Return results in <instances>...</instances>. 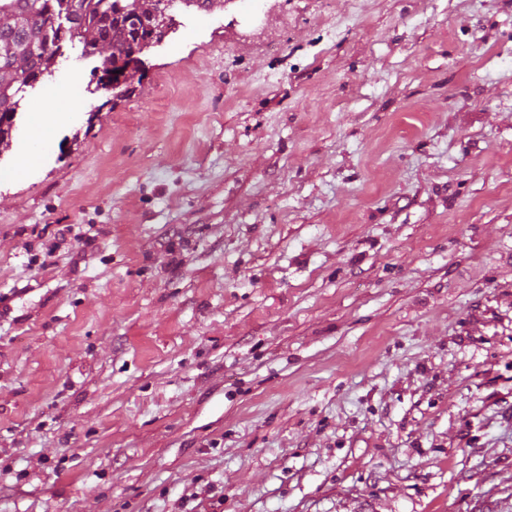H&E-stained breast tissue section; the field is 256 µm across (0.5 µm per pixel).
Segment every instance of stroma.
Returning <instances> with one entry per match:
<instances>
[{
	"label": "stroma",
	"mask_w": 512,
	"mask_h": 512,
	"mask_svg": "<svg viewBox=\"0 0 512 512\" xmlns=\"http://www.w3.org/2000/svg\"><path fill=\"white\" fill-rule=\"evenodd\" d=\"M169 14L25 94L0 512H512V0ZM139 63L140 59L136 53L118 58L116 63L112 65V70L101 76L100 83L98 82L99 89L110 91L112 86L122 84L129 71L132 68L138 67ZM116 70H120V73H116ZM31 111L34 112L38 119V123H36L32 131V141L33 143H37L38 147L31 148L29 151L19 154L18 164L12 172V176L15 179H24L34 173L38 165L40 150L45 146V142L40 143L37 140V136L44 132L46 124L43 119H45V115L48 114L47 112H50L47 101L42 99L35 102L31 106Z\"/></svg>",
	"instance_id": "35a3bbf8"
}]
</instances>
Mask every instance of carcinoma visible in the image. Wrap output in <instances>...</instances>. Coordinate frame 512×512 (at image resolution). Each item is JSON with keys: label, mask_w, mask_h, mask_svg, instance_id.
I'll return each instance as SVG.
<instances>
[{"label": "carcinoma", "mask_w": 512, "mask_h": 512, "mask_svg": "<svg viewBox=\"0 0 512 512\" xmlns=\"http://www.w3.org/2000/svg\"><path fill=\"white\" fill-rule=\"evenodd\" d=\"M164 0H0V143L9 137L19 93L52 75L65 43L83 45L106 71L131 48L143 53L160 35ZM65 19L68 26L58 23Z\"/></svg>", "instance_id": "1"}]
</instances>
